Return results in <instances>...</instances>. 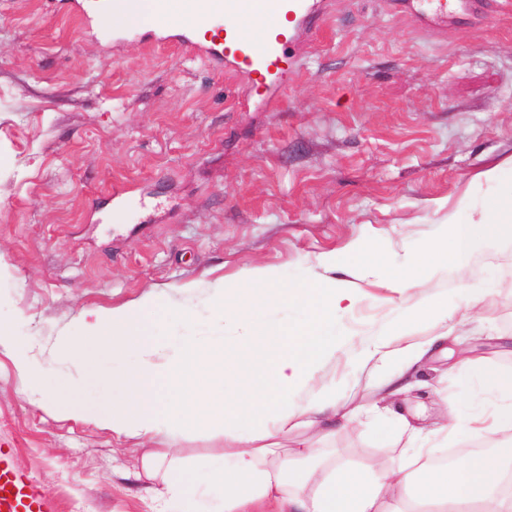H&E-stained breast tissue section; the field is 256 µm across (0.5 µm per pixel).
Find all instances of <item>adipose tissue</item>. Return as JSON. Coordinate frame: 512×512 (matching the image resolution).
I'll list each match as a JSON object with an SVG mask.
<instances>
[{
	"label": "adipose tissue",
	"instance_id": "ef3b65f1",
	"mask_svg": "<svg viewBox=\"0 0 512 512\" xmlns=\"http://www.w3.org/2000/svg\"><path fill=\"white\" fill-rule=\"evenodd\" d=\"M485 221L453 225L448 237L392 268L384 285L403 293L428 269L457 262L477 239L512 240V196H498L485 207ZM351 289L324 282L309 288H286L269 272H250L226 280L210 300L212 318H233L244 330L242 341H202L181 337L176 356L158 361L145 326L161 310L149 297L120 309L81 313V332L61 337L59 350L80 358L88 372L100 359L118 355L138 358L135 371L113 379L112 397L95 414L97 422L120 436L155 439L159 434L222 428L226 421L247 423L244 431L226 433L224 451L199 461L192 483L173 478L171 450L143 459L147 477H161V512H512V443L456 458L444 468L429 466L427 455L411 464L381 466L371 472L334 459L320 460L303 448L276 455L273 440L298 430L318 429L331 438L337 428L358 421L360 408L340 407L329 392L312 389L313 372L331 347L330 332L341 310L353 307ZM301 308L299 323L281 317L282 308ZM427 344L407 343L362 353L392 363L383 379L393 387L403 372L427 352ZM16 369L29 379L39 406L66 418L85 419L79 401L47 395L40 372L25 347H17ZM483 385L497 393L491 413L464 415L450 411L457 428L496 434L512 429V373L480 372ZM311 393L307 406L296 404Z\"/></svg>",
	"mask_w": 512,
	"mask_h": 512
}]
</instances>
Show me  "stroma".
I'll return each instance as SVG.
<instances>
[{
  "label": "stroma",
  "instance_id": "1",
  "mask_svg": "<svg viewBox=\"0 0 512 512\" xmlns=\"http://www.w3.org/2000/svg\"><path fill=\"white\" fill-rule=\"evenodd\" d=\"M418 9L332 0L279 107L256 99L241 112L234 80L176 45L115 48L82 30L68 0H0V317L32 344L48 384L91 407L107 397L79 359L49 351L82 310L153 296L198 311L191 327H156L166 354L188 331L232 343L240 328L216 330L206 302L223 280L267 271L289 288L336 280L356 297L315 387L367 416L328 441L299 433L304 447L365 470L409 448L502 443L436 429L477 400L480 365L512 371V245L481 243L406 297L380 282L449 218L468 222L484 196L512 189L485 179L512 170V0L433 31ZM118 182L131 191L116 216ZM362 243L377 263L327 264ZM461 288L478 306L418 324L413 340L437 342L407 389L383 398L375 363L355 366L354 354L409 303L453 304ZM461 343L473 365L452 357ZM158 440L186 467L223 442L207 431ZM0 448L55 512H157L162 484L142 477L140 440L35 404L1 347Z\"/></svg>",
  "mask_w": 512,
  "mask_h": 512
}]
</instances>
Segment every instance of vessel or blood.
<instances>
[{"label":"vessel or blood","instance_id":"1","mask_svg":"<svg viewBox=\"0 0 512 512\" xmlns=\"http://www.w3.org/2000/svg\"><path fill=\"white\" fill-rule=\"evenodd\" d=\"M153 5L160 20L147 32L113 25V18L126 12L127 0H107L101 16L85 10L80 0L73 8L86 28L111 23L116 41L174 43L205 59L238 80L243 109L261 91L267 94L266 106L278 107L279 93L299 71L305 42L319 34L323 22L318 0H198L186 25L168 20L169 0H154ZM0 512H50L33 481L15 471L1 452Z\"/></svg>","mask_w":512,"mask_h":512}]
</instances>
